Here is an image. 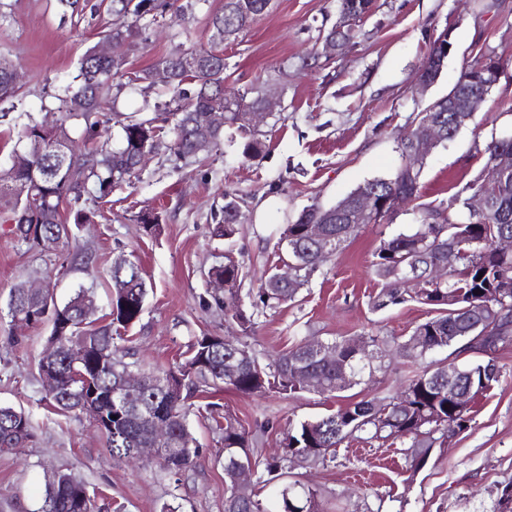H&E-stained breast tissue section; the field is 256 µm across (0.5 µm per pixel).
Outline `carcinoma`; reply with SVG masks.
<instances>
[{"label": "carcinoma", "instance_id": "cac0c4a2", "mask_svg": "<svg viewBox=\"0 0 512 512\" xmlns=\"http://www.w3.org/2000/svg\"><path fill=\"white\" fill-rule=\"evenodd\" d=\"M179 0H110L107 11L112 13V27L105 37L118 42L134 43L147 39L150 21L177 6ZM241 0H224L222 11L211 18L213 47L195 49L190 55L197 59L185 66L178 58L164 57L157 66L167 70L166 83L170 101L151 117L125 116L115 110L109 97L110 77L126 78L125 85L145 91L152 87L154 70L126 71L124 65L109 58L94 55L89 49L80 59L76 84L68 85L56 95L58 124L47 128L35 118L22 127L18 143L28 154L27 165L8 172L11 185H0V200L11 203L8 209L16 236L30 248L42 251L56 249L60 243L74 237L73 229L89 219L86 203L102 199L131 182L139 170L140 158L152 152L160 134H171V151L185 162L202 163L224 142V129L211 134L209 149L198 150L193 138L197 126L206 122L209 113L224 110L226 125L235 126L247 135L241 155L254 160L266 151V134L249 129L243 115L257 109L261 98L246 101L224 93V41L237 37L268 10L271 0H247L246 10L239 8ZM15 63L0 56V99L12 97L17 88L11 72ZM482 60L469 66L456 86L464 95L489 76L481 69ZM458 116L448 111V99L437 98L421 111L409 117L410 132L398 146L401 164L388 178L365 181L347 195L377 190L373 198L369 224L390 219L383 200L397 194L406 205L419 212L420 222L390 237L382 238L372 253L371 267L380 290L372 297L375 311L411 301L428 306L434 315L417 323L407 339L389 341L366 333L338 336L330 345L336 359L327 360L318 351L308 349L311 339H300L278 358L265 364L251 343L242 339L238 348L224 346L221 336H197L190 344L184 362L175 369L145 371L129 360V352L115 344V335L128 330L140 319L148 289L138 266L121 259L112 266V292L109 321L100 323L93 318L96 311L94 294L80 288L65 303H58L51 289L42 295L27 292L19 284L9 293L7 309L0 308L10 319L20 318L29 326H50L48 340L57 341L55 359L57 388L46 391V399L61 414H83L90 403L101 421L99 432L106 449L114 458L130 459L137 448H149L153 427L143 413L162 412L172 445L157 457L159 470L177 479L200 457L187 421L185 402L205 389L233 390L253 396L294 398L304 392L297 385L295 374L306 372L320 378L321 393L338 396L363 384V378H373L385 368V360L400 355L408 340H423L424 353H409L406 360L417 363L430 354L454 349L456 355L473 351L471 341L481 332L485 350L494 352L509 345L512 336V297L501 300L496 288L512 280V254L498 251L496 240L503 234L512 235V139H493L477 149L482 168L500 158L511 160L509 171L489 187L476 176L456 191L444 208L420 202V176L410 177L408 156L412 137L419 133L420 123L428 120L448 127ZM83 126L85 152L73 150L67 122ZM119 126L115 142H110L111 128ZM487 190L491 206L483 214L468 215L453 221L447 211L466 208L467 195ZM244 199L224 194V206L216 230L231 240L238 233L237 211ZM320 207L302 209L284 228L277 241V263L270 266L258 287L243 290L246 275L230 255L214 264L209 272L224 277V296L202 299V307L224 310L226 320L235 323L247 336L253 330L255 310L294 302L299 289L275 278L277 265L289 262L296 268L300 286H305L320 269L319 248L307 238L306 225L315 221ZM73 215L74 222L67 221ZM139 223L148 235L160 231L159 217L146 208L139 212ZM363 228L353 224L347 215L326 225L329 243L340 251L346 242ZM459 253L457 266L440 284L429 279L428 270L437 261L448 259V249ZM364 338L376 353L372 362L362 361L356 351L357 340ZM140 373L138 386L142 405L139 409L125 408L110 400L107 393L118 388L129 372ZM500 378L493 360H469L459 365L453 384L442 375L437 363L416 371L399 386L395 393L382 398L370 397L339 406L335 411L305 419L296 424L280 450L260 459L251 446L249 431L230 412L224 413V512H267L260 498L263 483L248 500L233 494L234 477L239 468L252 465L263 467L273 479L290 474L292 458L307 456L318 464L333 460L336 448L363 434L369 439L406 446L410 470H420V463L430 459L438 440L448 432L465 430L469 413L448 407V387L470 389L478 397L492 389ZM36 441L31 417L22 409L0 405V454H15ZM280 512H325L318 490L296 480L286 484L281 492ZM40 512H103L91 497L84 481L70 472H57L56 480L45 484V496Z\"/></svg>", "mask_w": 512, "mask_h": 512}]
</instances>
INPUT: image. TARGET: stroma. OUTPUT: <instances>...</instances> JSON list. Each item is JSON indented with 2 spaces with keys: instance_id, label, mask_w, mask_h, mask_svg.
Returning a JSON list of instances; mask_svg holds the SVG:
<instances>
[{
  "instance_id": "1",
  "label": "stroma",
  "mask_w": 512,
  "mask_h": 512,
  "mask_svg": "<svg viewBox=\"0 0 512 512\" xmlns=\"http://www.w3.org/2000/svg\"><path fill=\"white\" fill-rule=\"evenodd\" d=\"M99 2L87 0L77 16L64 12L58 0H0V54L14 60L21 74L18 93L0 100L6 115L0 121V173L11 167L28 117L45 118L61 79H73L82 55L101 42L112 16ZM223 5L197 0L193 10L168 12L147 40L128 50L127 68L146 69L160 58L209 45V17ZM337 17L336 0H272L266 14L225 43L226 89L250 98L272 92L279 99L264 126L263 157L244 161L245 137L231 129L205 162L187 165L164 137L129 187L92 205L93 221L77 230V245L40 253L0 221V307L14 285L47 281L61 303L77 287L93 289L99 314H106L112 264L124 256L139 264L148 288L144 313L127 333L143 369L176 366L194 337L238 335L222 311L199 304L209 267L224 258L225 240L214 229L225 193L245 199L234 256L249 281H257L275 261L273 227L305 207L336 203L368 179L391 176L409 116L447 94L465 68L491 51L509 77L480 105L474 123L429 154L422 201L447 202L474 179L478 146L512 136V0H376L372 13L353 22L352 43L329 60L320 51ZM447 28L454 51L436 82L420 90L429 45ZM148 206L160 217L161 232L154 237L136 221ZM416 222L407 206L390 221L363 227L323 262L297 302L257 314L249 338L257 354L265 359L284 352L300 336L325 342L363 331L408 336L426 310L408 303L372 311L369 297L379 286L371 260L381 234ZM49 334L46 325L18 327L0 318V404L25 410L37 429L34 444L0 455V512H36L46 473L66 469L121 512H161L173 496L182 512H224L222 433L199 414L204 398H192L189 414L201 456L181 481L160 474L153 459L113 458L86 419L46 408L37 363ZM494 359L499 384L478 399L469 428L436 448L416 475H409L401 448L354 441L342 444L327 466L294 469L296 480L320 487L329 512H491L498 488L512 481V346ZM213 400L239 418L266 454L286 438L289 424L339 405L316 392L281 400L226 390Z\"/></svg>"
}]
</instances>
